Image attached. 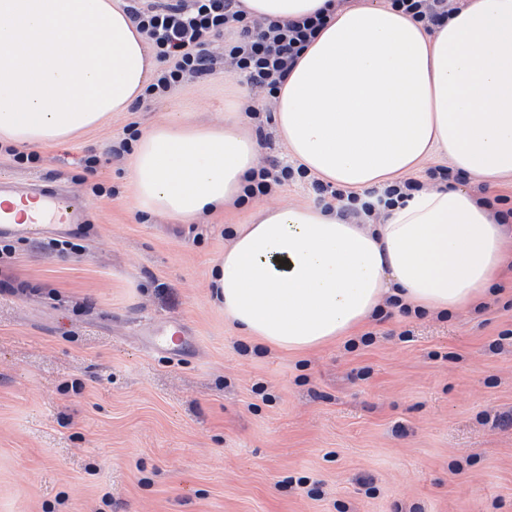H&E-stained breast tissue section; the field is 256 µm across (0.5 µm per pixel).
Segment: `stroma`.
<instances>
[{"instance_id": "obj_1", "label": "stroma", "mask_w": 512, "mask_h": 512, "mask_svg": "<svg viewBox=\"0 0 512 512\" xmlns=\"http://www.w3.org/2000/svg\"><path fill=\"white\" fill-rule=\"evenodd\" d=\"M249 93L220 68L39 162L0 156V176L85 210L81 251L29 239L0 265V512H512V256L479 308L386 304L322 347L269 350L210 287L250 209L190 224L136 212L129 158L111 152L126 127L174 112L216 124ZM178 320L189 352L147 345V325Z\"/></svg>"}]
</instances>
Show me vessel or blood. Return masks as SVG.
Returning <instances> with one entry per match:
<instances>
[{
    "label": "vessel or blood",
    "instance_id": "b4317fda",
    "mask_svg": "<svg viewBox=\"0 0 512 512\" xmlns=\"http://www.w3.org/2000/svg\"><path fill=\"white\" fill-rule=\"evenodd\" d=\"M0 197L33 198L40 204L38 214L25 224L14 218L10 207L0 208V235L3 236L34 238L44 234L62 235L69 226L85 221L84 213L68 203L57 190L39 184L0 179ZM147 333L154 346L162 350L190 336L188 328L180 322L152 326Z\"/></svg>",
    "mask_w": 512,
    "mask_h": 512
}]
</instances>
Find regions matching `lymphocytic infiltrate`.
Listing matches in <instances>:
<instances>
[{"label": "lymphocytic infiltrate", "mask_w": 512, "mask_h": 512, "mask_svg": "<svg viewBox=\"0 0 512 512\" xmlns=\"http://www.w3.org/2000/svg\"><path fill=\"white\" fill-rule=\"evenodd\" d=\"M426 31L447 22L458 0H388ZM138 31L161 64L146 87L144 99L168 95L192 79L210 75L216 50H223L224 69L245 76L258 97L245 107L251 119L262 121L271 101L286 81L300 52L316 37L327 18L315 14L287 22H262L250 17L241 0H130L126 7ZM305 179L315 190L321 208L339 209L342 216L374 224L400 199L420 189L409 177L382 189L359 193L324 186L300 166L269 160L253 173L251 195L271 196Z\"/></svg>", "instance_id": "obj_1"}]
</instances>
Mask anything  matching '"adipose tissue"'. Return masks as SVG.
Listing matches in <instances>:
<instances>
[{
    "instance_id": "obj_1",
    "label": "adipose tissue",
    "mask_w": 512,
    "mask_h": 512,
    "mask_svg": "<svg viewBox=\"0 0 512 512\" xmlns=\"http://www.w3.org/2000/svg\"><path fill=\"white\" fill-rule=\"evenodd\" d=\"M242 5L267 21L331 16L276 95V132L296 164L346 190L393 182L435 151L480 179L512 176V0H466L432 32L383 5ZM156 68L121 0H0V142L70 140L127 111ZM258 152L237 106L217 125L158 122L134 144V206L182 221L224 210L244 198ZM503 259L504 227L487 207L425 189L380 224L257 205L212 284L241 333L305 351L360 325L386 294L422 310L470 304Z\"/></svg>"
}]
</instances>
